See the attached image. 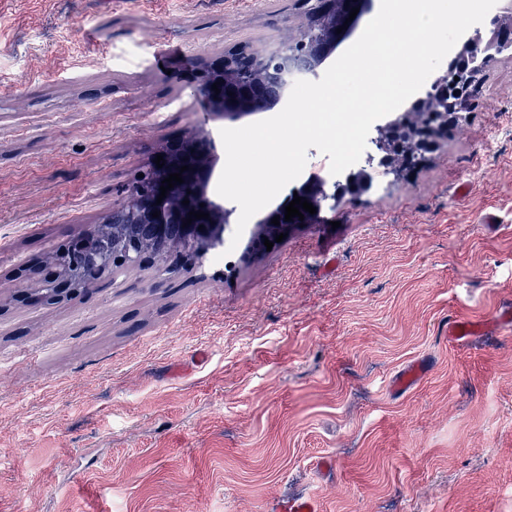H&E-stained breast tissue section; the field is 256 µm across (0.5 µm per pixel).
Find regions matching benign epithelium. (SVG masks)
Segmentation results:
<instances>
[{
  "mask_svg": "<svg viewBox=\"0 0 512 512\" xmlns=\"http://www.w3.org/2000/svg\"><path fill=\"white\" fill-rule=\"evenodd\" d=\"M368 0H313L312 12L314 17L323 20V24H307L299 29L289 27L286 29L284 40L279 47L264 55V58L281 64L288 60V47L296 40L302 38L311 47L318 50L322 60H327L336 49V44L352 32L358 25L362 13H357L348 25H342L346 8H363ZM341 33H336L337 28ZM503 37L496 30H488L480 46V54L474 64L462 66L457 70H437L433 80L422 99L425 111L429 113L431 126L446 127L459 115L458 109L448 113V96L441 93L447 86L455 88V95L459 96L469 91L471 71L475 68L489 67L502 59ZM259 74L257 67L249 59H232L225 56L220 62L211 66L200 62L197 72L195 95L204 100L213 115L219 119L237 120L253 112H268L277 106H284L288 101V68H283V87L280 95L268 101L262 99L258 93ZM235 83L240 91L230 95L225 91L228 82ZM218 84L220 93L212 90L213 84ZM157 153L163 155V167L156 163L150 164L154 173L149 187L146 190L129 192L121 209L126 211L131 222H145L151 229L156 241L167 244L172 236H177L176 249L169 251L156 250L136 239L125 241L124 246L112 252V255L100 260L95 267L86 268L77 273L66 263L48 260L45 277L34 281L31 295L36 299L54 304L66 298L64 292L76 293L83 280L90 276L104 277L108 272L137 268L147 262H153L158 267L170 265L171 254L178 256V261L187 259H202L210 250L216 248L221 241L215 236L216 225L227 224V212L224 206L212 201L207 195V188L213 175L214 145L205 134L192 130L177 142H167L158 147ZM188 166V170L180 172V168ZM182 173L184 183L175 184L167 191L161 203H156L160 194V186L170 173ZM351 181L347 182L345 191L339 199L355 200L372 189L371 173L364 167L350 173ZM189 204H182L183 200ZM283 202L272 210L264 219L257 223V232L252 238L257 239L263 235L276 236L288 230L292 223H300L299 218L292 221L285 220V206ZM202 211L209 214V218L192 219L186 224L189 212ZM159 217H152V213ZM280 217V225L271 224L274 217ZM204 229H199V226Z\"/></svg>",
  "mask_w": 512,
  "mask_h": 512,
  "instance_id": "benign-epithelium-1",
  "label": "benign epithelium"
}]
</instances>
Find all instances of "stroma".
<instances>
[{"instance_id":"stroma-1","label":"stroma","mask_w":512,"mask_h":512,"mask_svg":"<svg viewBox=\"0 0 512 512\" xmlns=\"http://www.w3.org/2000/svg\"><path fill=\"white\" fill-rule=\"evenodd\" d=\"M301 0H0V512H512V59L407 178L272 249L149 265L48 305L30 270L199 121L200 58L273 48ZM466 193H459V185ZM494 215L495 225L484 222ZM484 322L449 344V316ZM427 373L408 393V363ZM335 462L321 474L320 458ZM425 375V367L421 362L415 361L406 365L394 378L391 390L395 393L407 392L417 385ZM266 512H319L318 501L309 496H292L272 501Z\"/></svg>"}]
</instances>
